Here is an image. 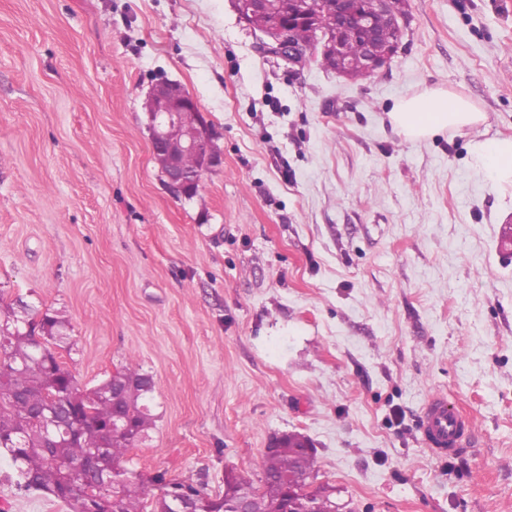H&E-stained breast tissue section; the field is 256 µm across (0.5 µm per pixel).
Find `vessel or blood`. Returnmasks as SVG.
Segmentation results:
<instances>
[{"label": "vessel or blood", "instance_id": "1", "mask_svg": "<svg viewBox=\"0 0 512 512\" xmlns=\"http://www.w3.org/2000/svg\"><path fill=\"white\" fill-rule=\"evenodd\" d=\"M420 428L430 451L441 458L458 453L471 431L466 414L439 394L430 397L422 408Z\"/></svg>", "mask_w": 512, "mask_h": 512}]
</instances>
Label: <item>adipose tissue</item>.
Listing matches in <instances>:
<instances>
[{
	"label": "adipose tissue",
	"mask_w": 512,
	"mask_h": 512,
	"mask_svg": "<svg viewBox=\"0 0 512 512\" xmlns=\"http://www.w3.org/2000/svg\"><path fill=\"white\" fill-rule=\"evenodd\" d=\"M390 120L406 138L425 140L476 127L485 122L486 115L469 97L438 87L400 97L393 105ZM471 154L475 166L496 185H512V137L474 140Z\"/></svg>",
	"instance_id": "obj_1"
}]
</instances>
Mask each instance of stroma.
<instances>
[{"label":"stroma","instance_id":"1","mask_svg":"<svg viewBox=\"0 0 512 512\" xmlns=\"http://www.w3.org/2000/svg\"><path fill=\"white\" fill-rule=\"evenodd\" d=\"M389 65L291 69L232 0H0V308L68 320L82 388L152 376L126 466L224 490L281 432L316 448L349 512H512V188L472 161L512 137V0H409ZM181 83L221 163L174 195L144 110ZM458 91L486 112L426 141L394 102ZM473 421L431 454L434 394ZM0 512H69L15 484Z\"/></svg>","mask_w":512,"mask_h":512}]
</instances>
